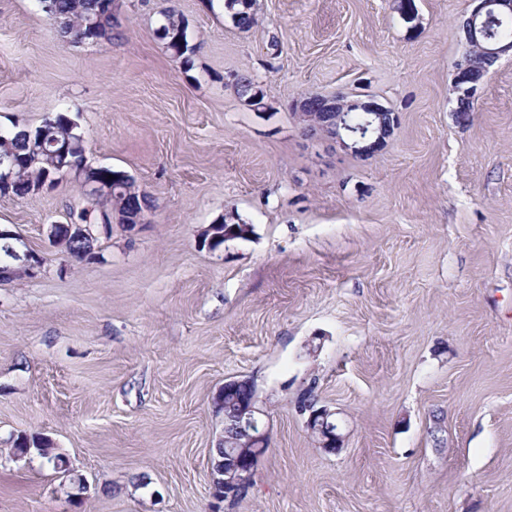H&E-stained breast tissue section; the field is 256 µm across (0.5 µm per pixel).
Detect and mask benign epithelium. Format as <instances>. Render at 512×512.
I'll return each mask as SVG.
<instances>
[{
	"instance_id": "obj_1",
	"label": "benign epithelium",
	"mask_w": 512,
	"mask_h": 512,
	"mask_svg": "<svg viewBox=\"0 0 512 512\" xmlns=\"http://www.w3.org/2000/svg\"><path fill=\"white\" fill-rule=\"evenodd\" d=\"M476 5L463 19L460 29L464 35L465 49L478 50L484 59L492 64L501 56L512 53V40L496 39L490 36L488 31L489 22L499 17L512 18V0H475ZM481 85L474 83L470 76V62L467 54H462L454 65V79L452 92L456 98L473 102L479 95ZM337 111V129L335 138L339 142L358 155H370L386 145L387 140L393 133L394 126L389 118L383 116V106L372 98L365 101L361 99L351 100L345 104L338 102L330 103ZM350 111L362 112L368 117L378 118V127L367 132L360 129L355 132L346 123L347 114ZM83 142L82 135L74 132L64 133L61 136L41 138L33 144L32 149L40 154L52 147L50 156L54 158V165L59 173L66 174L76 172L81 178L84 195L86 197V211H92V204L98 199L112 194V185L121 184L124 193L134 194L139 191L136 182L125 174L117 175L112 179L103 178L95 172V166L89 164L86 158L78 160L68 159L74 153L77 144ZM117 215L118 222L127 225L132 229L141 223L142 215L130 213L117 214L111 209H100L97 211L95 223L110 224L112 215ZM235 217L232 214H224V217L207 226L201 232V239L205 245H210L216 235L220 234L223 224H232ZM91 222L81 220L71 221L63 225L64 231L58 230V225H50L48 236L53 244L65 246L92 237L90 232ZM13 240L16 247L10 249V254L15 259L13 263L0 262V283L13 280L17 277H36L44 267L43 258L25 248V242L21 236L9 230L0 229V241ZM299 412L306 416V427L318 437V445L328 453H336L344 443L341 424L336 413L327 408L315 407L311 403L299 405ZM264 411L254 402L249 401L239 405L236 415V431L244 441L239 442L233 448L227 449L224 453V493L218 494L211 491L212 497L220 501H235L241 497L252 484V476L255 462L265 452L266 436L263 430Z\"/></svg>"
}]
</instances>
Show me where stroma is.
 <instances>
[{"label": "stroma", "instance_id": "1", "mask_svg": "<svg viewBox=\"0 0 512 512\" xmlns=\"http://www.w3.org/2000/svg\"><path fill=\"white\" fill-rule=\"evenodd\" d=\"M185 21L190 65L156 29ZM115 0L111 39L63 40L39 0H0V129L65 114L90 162L157 204L93 225V258L49 237L74 175L0 195V228L46 259L0 283V512H512V56L455 111L469 0ZM249 71L262 108L232 77ZM369 95L398 126L355 157L306 138L303 97ZM249 237L209 251L227 212ZM254 381L268 447L248 493L210 495L214 404ZM346 436L319 448L305 391ZM50 439L86 478L10 454ZM224 11H227L235 27L246 31L257 23L252 0H224ZM241 6L242 9L236 8Z\"/></svg>", "mask_w": 512, "mask_h": 512}]
</instances>
